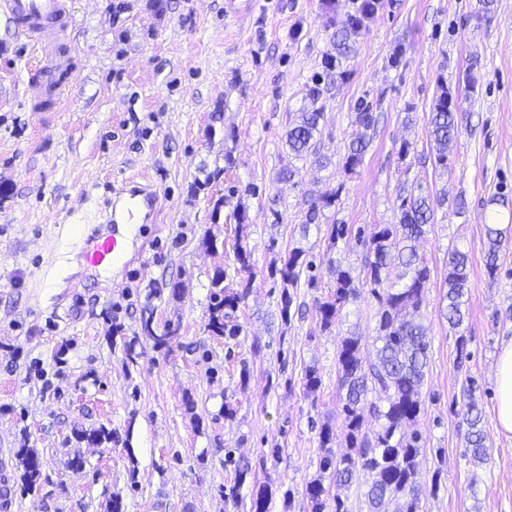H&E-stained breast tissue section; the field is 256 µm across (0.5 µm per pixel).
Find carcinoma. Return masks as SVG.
I'll return each instance as SVG.
<instances>
[{"instance_id": "carcinoma-1", "label": "carcinoma", "mask_w": 512, "mask_h": 512, "mask_svg": "<svg viewBox=\"0 0 512 512\" xmlns=\"http://www.w3.org/2000/svg\"><path fill=\"white\" fill-rule=\"evenodd\" d=\"M385 0H356L353 11L332 34L333 52L326 58V70L345 76L342 63L354 50L357 39L366 29V22L383 9ZM324 112L320 107L296 114L285 136L288 155L304 158L312 149ZM374 122L369 106L357 107L355 123L364 132L349 144L345 165L354 169L362 161L368 146L367 130ZM461 115L457 112L448 86L440 84L427 123L436 151L435 163L448 169V149L459 131ZM399 218L396 224H384L364 243L360 271L334 267L335 289L319 304L321 327L335 325L345 305L358 297L359 288L371 286L379 308L376 313V336L372 341L374 361H363L362 337L355 333L339 339L336 354L337 397L342 417L345 448L336 454L329 447L331 432L320 430L323 454L319 469L338 486H350L364 473L369 476L366 497L371 512H388L385 506L394 502L396 512H421V497L426 489L417 480L420 433L407 432L421 412V389L429 357L428 328L418 315L425 299L430 270L417 251V244L426 234V227L435 223L436 207L447 197H435L422 186L402 189L399 193ZM488 247L484 266L489 276H496L500 252L507 234L493 221L485 224ZM236 260L239 271L246 277L239 282L240 290L224 289V269L219 267L211 281L213 303L208 308L206 330L213 336H235L238 328L232 324V314L252 288L254 274L250 252L237 243ZM306 262L304 250L293 248L274 261L271 276L282 283L281 316L288 319L293 303L290 289L297 287ZM469 259L455 249L448 258L447 288L442 308L448 325L462 326L468 303ZM142 338L156 349L166 346L167 336L157 334L151 321L141 326ZM466 443L472 459L485 460L487 448L483 431L484 414L475 398L473 378L466 379ZM24 468V481L33 485L40 474L41 461L31 448L18 449ZM311 512H325L328 502L334 512H348L345 502L330 498V488L323 480H313L308 486Z\"/></svg>"}]
</instances>
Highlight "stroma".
<instances>
[{"label": "stroma", "mask_w": 512, "mask_h": 512, "mask_svg": "<svg viewBox=\"0 0 512 512\" xmlns=\"http://www.w3.org/2000/svg\"><path fill=\"white\" fill-rule=\"evenodd\" d=\"M225 0H69L76 47L72 88L44 112L31 108L36 46L0 16V471L9 512H251L261 487L270 512H310L319 478V431L345 446L336 399L341 333L372 340L378 302L370 288L322 330L318 306L332 269L357 266L377 225L398 221L399 191L447 192L419 246L430 269L422 315L431 342L415 427L421 484L437 482L422 512H512V437L496 426L495 360L512 336V240L488 276L485 203L512 200V0L476 17V0H386L366 24L321 99L315 149L292 161L285 133L311 108L312 79L325 71L333 24L352 0H252L230 17ZM463 115L447 169L431 155L427 116L439 84ZM373 106L371 143L355 169L347 147L355 107ZM408 156H401L403 144ZM232 165H225V156ZM226 171L201 192L205 171ZM294 176L281 177L285 167ZM158 195L157 223L112 278L88 267L87 236L111 233L112 198L129 180ZM236 187L248 224L236 235L230 208L214 202ZM336 192L316 224L313 197ZM463 198L456 208L454 198ZM348 236L328 248V225ZM217 247L205 249V233ZM251 253L253 288L228 339L205 328L215 267L228 287L240 276L236 244ZM306 251L317 278L299 284L289 319L272 262ZM470 262L468 315L450 329L440 314L448 253ZM183 290L172 298L168 283ZM168 333L166 347L141 339L143 319ZM321 376L305 393L306 368ZM480 385L488 456L466 447L463 387ZM236 413L225 419V405ZM110 432L91 443L87 433ZM41 461L33 486L18 449ZM251 470L236 484L225 456ZM239 485V497L226 493ZM290 503H283V492Z\"/></svg>", "instance_id": "obj_1"}]
</instances>
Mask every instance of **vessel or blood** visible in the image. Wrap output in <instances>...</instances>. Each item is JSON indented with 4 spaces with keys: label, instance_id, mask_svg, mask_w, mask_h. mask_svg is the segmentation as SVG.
<instances>
[{
    "label": "vessel or blood",
    "instance_id": "b4317fda",
    "mask_svg": "<svg viewBox=\"0 0 512 512\" xmlns=\"http://www.w3.org/2000/svg\"><path fill=\"white\" fill-rule=\"evenodd\" d=\"M0 15L13 24L17 33L35 42L41 62L30 75L34 90L33 111H42L45 101H59L72 73L70 54L61 52L59 41L73 25L67 0H0ZM158 199L148 187L132 185L123 188L112 200L110 224L135 227L152 223L157 218ZM128 238L115 230L108 236L88 239L87 263L94 268L123 264L129 254Z\"/></svg>",
    "mask_w": 512,
    "mask_h": 512
}]
</instances>
